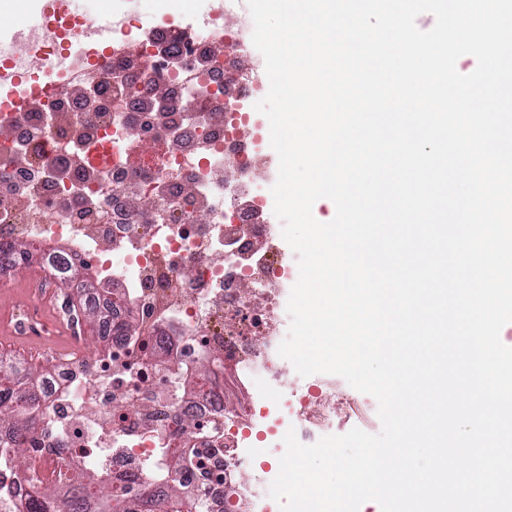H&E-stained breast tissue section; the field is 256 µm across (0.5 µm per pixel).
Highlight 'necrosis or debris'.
Instances as JSON below:
<instances>
[{"mask_svg": "<svg viewBox=\"0 0 512 512\" xmlns=\"http://www.w3.org/2000/svg\"><path fill=\"white\" fill-rule=\"evenodd\" d=\"M89 24L56 0L32 49L51 62L78 46L81 67L101 72L95 83L83 86L74 71L24 72L31 106L12 108L0 93V160L17 174L0 189V242L36 248L49 274L14 316L43 333L50 362L36 380L41 431L29 468L13 466L14 433L0 423V512H25L41 484L68 493L92 470L124 494L187 448L217 449L200 497L203 512H224L227 488L254 456L285 452L291 429L299 442L315 439L336 418L335 400L279 397L288 387L278 353L285 299L298 268L280 225L265 220L256 180L273 160L254 108L265 79L252 22L179 34L126 10L108 47L85 39ZM217 65L230 77L249 68L250 87L228 97L211 76ZM130 82L150 103L180 93L168 111L147 113L151 137L128 118ZM72 259L93 263L119 294H87ZM62 286L97 311V356L75 352L78 337L43 322L38 299ZM228 365L270 388L227 405ZM262 422L259 445L252 434ZM216 425L222 438L211 434Z\"/></svg>", "mask_w": 512, "mask_h": 512, "instance_id": "4bbe7bcc", "label": "necrosis or debris"}]
</instances>
